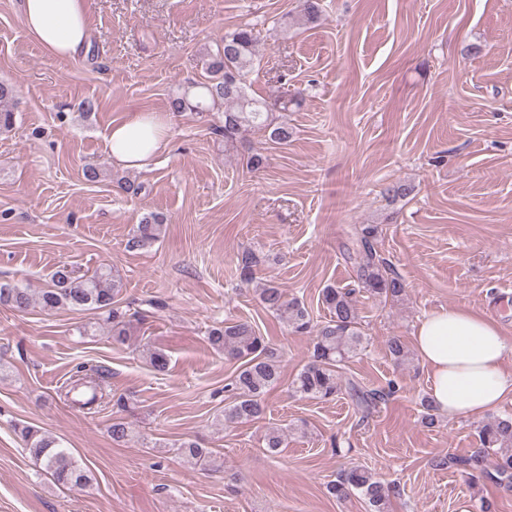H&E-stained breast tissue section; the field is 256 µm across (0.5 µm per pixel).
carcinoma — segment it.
<instances>
[{
	"label": "carcinoma",
	"instance_id": "1",
	"mask_svg": "<svg viewBox=\"0 0 512 512\" xmlns=\"http://www.w3.org/2000/svg\"><path fill=\"white\" fill-rule=\"evenodd\" d=\"M302 12L307 21L321 19V0H302ZM257 55L253 29L245 26L224 33L217 50L207 54L204 61L207 77L181 88L170 100L172 112H212L223 114L222 124L214 126V133L233 143L247 130L259 129L268 133L275 144L288 145L293 141L294 130L286 122L272 119L277 105L287 108V102L271 103L256 99L247 92L246 78L253 69ZM14 101L12 87L0 83V130L13 125ZM164 217L150 213L137 224L130 240L133 248H147L160 238ZM378 226L365 224L354 233L353 247L347 258L354 263L356 278L362 289L372 296L400 299L406 291L401 277L389 272L386 262L379 258L373 242L377 239ZM122 280L109 267H101L91 275H81L72 266L61 264L52 273L49 285L36 296L29 289L9 282H0V305H7L19 313L26 312L37 303L45 310L68 308L72 311H90L106 315L112 338L124 342L130 336V317L119 306ZM264 307L276 313L296 333L312 334L313 355L291 382L292 391L300 396L329 399L346 394L359 409L366 411L376 405L380 394L367 391L351 380L341 384L337 368L362 348L364 336L359 329L354 290L328 286L322 291V304L329 310V319L317 324L311 320L305 306L290 298L280 288L269 285L260 289ZM209 343L224 353L238 366L224 385L233 400L224 407V420L248 423L264 414V395L281 380L282 359L280 351L257 334L248 322H237L210 331ZM388 352L398 364L410 359L411 352L397 336L388 341ZM65 395L71 404L82 410L99 406L105 396L102 379L84 375L70 380ZM306 434L305 428L295 425L288 428H271L265 434V448L277 453L286 447L288 434ZM24 450L36 465L64 486L84 488L90 477L63 440L32 426L18 429ZM112 440L128 442L135 438L131 424L123 417L112 419ZM481 448L474 454L456 460L463 470L482 468L483 462L495 458L498 480L512 483V415L496 416L480 427ZM179 454L190 464L204 461L212 455L193 441L179 446ZM329 492L339 500L358 494L365 501L368 512H389L392 500L401 495L400 485L385 482L375 473L359 465L343 468L336 481L328 485Z\"/></svg>",
	"mask_w": 512,
	"mask_h": 512
}]
</instances>
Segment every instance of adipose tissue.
<instances>
[{
  "instance_id": "1",
  "label": "adipose tissue",
  "mask_w": 512,
  "mask_h": 512,
  "mask_svg": "<svg viewBox=\"0 0 512 512\" xmlns=\"http://www.w3.org/2000/svg\"><path fill=\"white\" fill-rule=\"evenodd\" d=\"M28 34L54 58H74L90 36L85 0H21ZM168 143L155 115L138 113L112 125L106 146L113 161L142 170ZM414 346L430 372V395L451 419L479 416L512 402V340L499 325L475 311L435 310L421 320Z\"/></svg>"
}]
</instances>
